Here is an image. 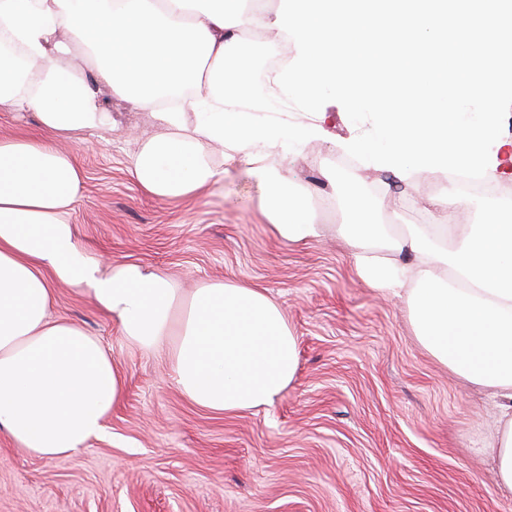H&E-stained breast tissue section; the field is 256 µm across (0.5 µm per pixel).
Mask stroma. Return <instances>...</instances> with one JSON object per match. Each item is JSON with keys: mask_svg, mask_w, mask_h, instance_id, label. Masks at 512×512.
<instances>
[{"mask_svg": "<svg viewBox=\"0 0 512 512\" xmlns=\"http://www.w3.org/2000/svg\"><path fill=\"white\" fill-rule=\"evenodd\" d=\"M104 135L67 147L84 174L70 221L105 262L148 264L192 291L208 280L245 282L280 306L297 339L293 380L268 406L217 414L178 391L167 353L126 342L81 290L59 286L50 307L98 336L126 373L106 431L65 457L32 456L0 431V512H512L495 476L497 400L420 344L409 290L381 296L357 274L338 228L354 209L318 206L349 176L371 189L372 222L402 228L441 198L435 177L405 174L413 204L381 169L347 166L360 132L331 101L305 125L319 139L295 145L288 183L315 206L319 238L277 237L256 165L225 163L224 184L160 200L128 166L159 128L149 111L108 100Z\"/></svg>", "mask_w": 512, "mask_h": 512, "instance_id": "1", "label": "stroma"}]
</instances>
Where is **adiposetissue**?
Returning a JSON list of instances; mask_svg holds the SVG:
<instances>
[{
    "mask_svg": "<svg viewBox=\"0 0 512 512\" xmlns=\"http://www.w3.org/2000/svg\"><path fill=\"white\" fill-rule=\"evenodd\" d=\"M249 0H0V35L30 62L16 77L0 60V107L33 112L37 137H0V428L30 453L55 459L100 436L126 378L109 349L80 325L51 318L54 287L89 294L122 337L145 352L167 351L172 379L195 406L232 413L270 404L295 375L297 340L263 289L208 281L184 296L145 264L102 265L78 241L68 214L83 172L63 141L112 126L104 98L151 110L159 134L141 142L128 173L146 193L181 198L219 186L229 162L274 153L266 197L272 227L287 241L316 238L318 216L283 176L290 143L321 134L247 124L225 101L249 95L252 66L243 31L272 28ZM69 31L74 44L60 40ZM85 51L97 83L74 73ZM197 113L185 127L187 112ZM409 256L417 286L411 314L421 343L502 401L493 450L499 484L512 490V214L448 229L410 225L390 242Z\"/></svg>",
    "mask_w": 512,
    "mask_h": 512,
    "instance_id": "obj_1",
    "label": "adipose tissue"
}]
</instances>
